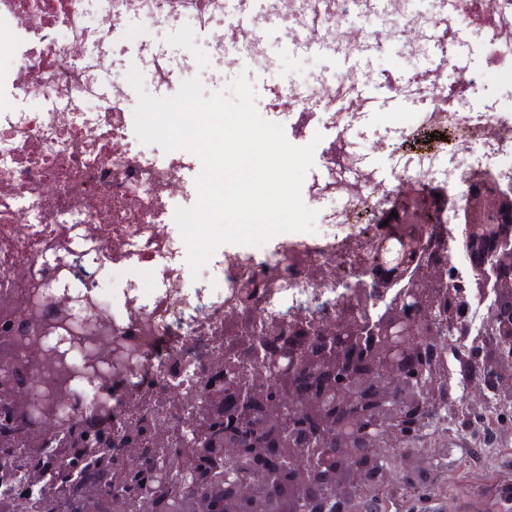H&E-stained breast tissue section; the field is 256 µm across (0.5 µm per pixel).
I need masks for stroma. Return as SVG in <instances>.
<instances>
[{"label": "stroma", "instance_id": "1", "mask_svg": "<svg viewBox=\"0 0 512 512\" xmlns=\"http://www.w3.org/2000/svg\"><path fill=\"white\" fill-rule=\"evenodd\" d=\"M127 53L117 67L119 75H127L130 68L141 69L148 92H155L156 84L150 69L145 68L139 55L142 41L149 40L162 47L171 57H179L185 48H193L197 57H204L207 36L199 27L188 24L174 29H147L139 23L128 22L118 32ZM287 37L276 34L264 41L273 66L264 73L248 72L257 93H264L273 82L320 79L330 83L347 70L358 77L357 90L370 105L361 122L347 137L354 150L373 169L379 178H387L395 164L392 155L374 153L370 145L389 141L399 127L416 123L422 106L413 98H405L401 106H392L383 82L385 79L404 80L412 74L430 73L436 60L433 54L414 58L404 57L400 38L390 35L381 48L359 59L346 61L331 57L316 49H291ZM452 63L461 76L483 73L485 79L474 96L484 100L500 95L497 69L489 59L484 45L474 36L462 34L452 46ZM430 448L451 444L453 451L448 466L431 473L424 492L404 502L387 501L386 512H507L512 507V436L499 432L497 424H490L487 432H475L469 427H454L451 434L436 431L422 437Z\"/></svg>", "mask_w": 512, "mask_h": 512}]
</instances>
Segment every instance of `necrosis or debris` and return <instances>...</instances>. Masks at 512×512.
<instances>
[{"instance_id": "1", "label": "necrosis or debris", "mask_w": 512, "mask_h": 512, "mask_svg": "<svg viewBox=\"0 0 512 512\" xmlns=\"http://www.w3.org/2000/svg\"><path fill=\"white\" fill-rule=\"evenodd\" d=\"M385 2L389 24L416 55L440 36L457 35L483 8L482 0H434L431 11L413 12L408 0ZM237 3L251 29L227 13L224 0H0V301H21L29 289L44 288L38 324H23L22 336L50 329L62 315L100 320L137 362L135 370L112 371L113 416L135 407L147 378L170 432L184 423L175 395L204 382L229 319L239 318L241 332L256 336L270 314L283 321L294 313L332 318L351 308L355 296L342 283L381 246L384 218L406 201V188L418 195L443 189L430 218L459 278L471 268L460 240L472 183L486 180L512 195V101L448 98L443 47L434 71L391 87L423 105L418 122L398 131L391 179L377 178L356 153L328 143L325 163L350 165L355 173L342 184L332 177L306 182L305 202L317 210L321 232L279 234L260 247L224 245L206 276L190 279L174 212L195 203L201 164L191 152L161 153L138 140L128 86L102 68L104 59L125 53L119 27L131 20L147 28L194 21L209 37L212 74L227 83L239 61L226 54V43L267 68L251 30L268 22L289 40H321L346 56L377 48L384 37L372 18L373 0ZM353 18L360 27L350 28ZM474 32L488 45L502 82L512 85V0H492L489 23ZM356 83L347 72L331 86H270L266 117L287 129L292 143L321 126L346 133L367 108L355 96ZM34 95L39 106L24 107ZM327 198L337 199V207L321 209ZM293 250L302 261L289 263ZM130 268L153 270V287L129 279L104 297L101 276Z\"/></svg>"}]
</instances>
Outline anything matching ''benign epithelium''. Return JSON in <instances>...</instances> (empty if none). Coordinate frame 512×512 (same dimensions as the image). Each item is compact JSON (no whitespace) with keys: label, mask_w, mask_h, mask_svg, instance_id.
I'll list each match as a JSON object with an SVG mask.
<instances>
[{"label":"benign epithelium","mask_w":512,"mask_h":512,"mask_svg":"<svg viewBox=\"0 0 512 512\" xmlns=\"http://www.w3.org/2000/svg\"><path fill=\"white\" fill-rule=\"evenodd\" d=\"M472 194L483 202L475 222L484 235L478 244L469 233L461 240L473 260L468 279L450 281L442 239L412 207L390 219L383 246L362 270L376 282L404 284L377 321L367 322L370 292L361 279L350 284L357 308L336 326L289 317L265 382L241 363V337H224V381L240 387L224 417L236 424L263 407L288 429V440L249 449L260 468L224 470L236 501L245 502L256 481L277 485L284 471L290 512H383L384 486L415 492L411 469L426 471L446 454L413 456L408 442L455 411L448 350L457 336L469 337L472 358L486 359L485 377L460 382L463 395L478 392L477 410L512 407V230L503 231L512 224V198L483 182ZM488 295L489 317L472 336L469 314Z\"/></svg>","instance_id":"1"}]
</instances>
